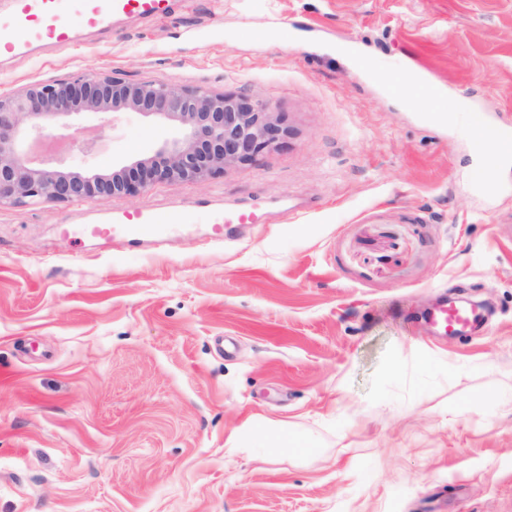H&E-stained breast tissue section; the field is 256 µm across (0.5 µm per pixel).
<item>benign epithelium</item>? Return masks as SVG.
Here are the masks:
<instances>
[{
	"label": "benign epithelium",
	"mask_w": 512,
	"mask_h": 512,
	"mask_svg": "<svg viewBox=\"0 0 512 512\" xmlns=\"http://www.w3.org/2000/svg\"><path fill=\"white\" fill-rule=\"evenodd\" d=\"M136 112L171 136L110 172L74 170L57 156L31 153L58 125L84 114ZM282 133L270 105L201 86L133 82L80 73L0 95V205L94 202L163 182H200L254 160Z\"/></svg>",
	"instance_id": "1"
}]
</instances>
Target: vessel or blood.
I'll list each match as a JSON object with an SVG mask.
<instances>
[{"mask_svg": "<svg viewBox=\"0 0 512 512\" xmlns=\"http://www.w3.org/2000/svg\"><path fill=\"white\" fill-rule=\"evenodd\" d=\"M174 0H7L0 10V58L19 50L46 44H71L77 29L102 31L113 19L123 17L163 18L171 14ZM471 144L485 169L512 165V124L490 118L485 113L469 115ZM180 212L138 211L117 217L112 224H89L85 234L109 236L121 230L152 232L165 224L181 223ZM254 212L230 213L214 225L212 237L223 240L243 224H258ZM475 309L453 301L442 302L430 316L431 325L444 336H465L475 327Z\"/></svg>", "mask_w": 512, "mask_h": 512, "instance_id": "1", "label": "vessel or blood"}]
</instances>
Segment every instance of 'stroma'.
<instances>
[{
    "instance_id": "stroma-1",
    "label": "stroma",
    "mask_w": 512,
    "mask_h": 512,
    "mask_svg": "<svg viewBox=\"0 0 512 512\" xmlns=\"http://www.w3.org/2000/svg\"><path fill=\"white\" fill-rule=\"evenodd\" d=\"M270 103L284 130L202 182L0 206V512H512V0H176L0 60V94L82 72ZM109 168L167 135L82 122ZM176 209L188 235L74 236ZM264 221L211 239L216 214ZM483 320L423 326L441 296ZM298 446L270 454L272 429ZM469 127L472 147L479 155L478 164L484 165L474 178L479 187L488 169L512 165V124L490 118L483 112H470Z\"/></svg>"
}]
</instances>
